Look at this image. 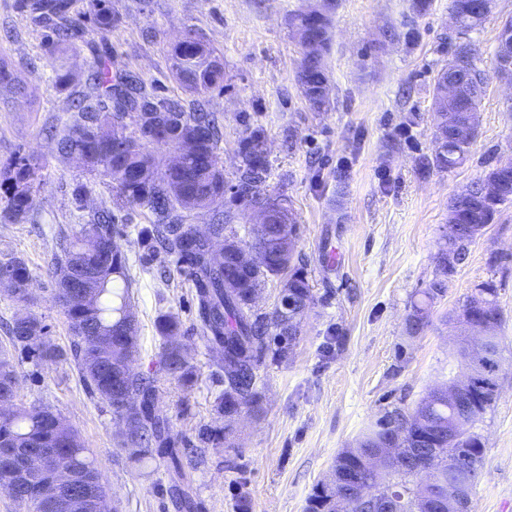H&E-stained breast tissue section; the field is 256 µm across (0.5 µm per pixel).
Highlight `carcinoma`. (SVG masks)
<instances>
[{
  "label": "carcinoma",
  "instance_id": "cac0c4a2",
  "mask_svg": "<svg viewBox=\"0 0 512 512\" xmlns=\"http://www.w3.org/2000/svg\"><path fill=\"white\" fill-rule=\"evenodd\" d=\"M19 8L32 20L53 22L59 30V42L73 46L89 33L93 25L101 33L112 32V8L107 0H92L87 14L73 10V0H18ZM451 14L459 23V31L467 34L482 27L486 14L483 0H451ZM330 5L323 12L296 11L288 24L299 35L301 64L297 81L312 112L331 110L328 76L324 55L330 43ZM213 51L197 38H191L170 51L172 70L192 94L201 96L224 88V69L211 67ZM453 77L463 90L461 99L448 98L447 81ZM488 84V76L477 64L474 45L463 41L453 50L451 58L435 78L432 93L433 147L431 153L419 158L422 173L445 172L466 160L477 139L479 127L460 140L453 118L459 123L479 112V104ZM28 83L4 58H0V94L27 93ZM78 113L73 123L55 141L58 153L66 156L78 151L98 160L99 166L89 172L101 171L116 183L115 204L119 207H142L154 217L152 227L140 234V243L149 258L161 246L191 268L197 300V320L203 339L216 353L214 375L224 384L216 397L214 411L224 417V426L205 424L198 430V442L218 448L232 431V417L243 408L260 409L259 370L266 360L279 361L288 356L296 343L302 312L313 300L312 289L302 265L297 263V225L293 217L288 224H254L248 229L249 240H258L273 255L262 266L245 269L233 256L217 262L210 253L208 241L225 236L235 238L232 227L240 212H255L278 207L291 213L288 200L273 196L266 189L269 164L266 139L262 131L253 129L238 144L240 164L233 186L237 191L216 199L221 190L217 180L224 177L219 157L221 131L213 113L201 104L187 112L177 103L153 96L146 86L132 76L112 79L103 62L93 66L79 93ZM133 131L126 132L127 124ZM167 134L166 145L156 148L166 152L177 149L188 130L204 131L200 153L185 156L179 169L147 150L153 143L150 133ZM135 140L134 150L122 148ZM5 174L4 190L0 192V220L19 222L27 218L32 206L33 191L41 185V167L26 157L0 160ZM499 178L512 181V171L498 164L489 168L477 181L455 195L448 213L462 226L495 222L500 205L512 200V191L498 198L484 196V186ZM212 209L208 239L198 237L194 225L184 223V213ZM112 211L102 208L90 223L71 229L60 238V251L55 255L49 275L54 281V299L64 310L70 330L69 352L80 377L90 394L96 396L125 425L124 447L129 459L146 463L159 456L167 459V471L174 483L179 508L194 512L192 480L184 467V459L193 445L172 431L155 380L138 375L120 366L128 353L139 354L138 329L131 328L129 317L134 309L128 258L116 241ZM464 239L446 243L438 258L435 279L425 291L423 300L411 305L406 319L408 336L420 334L430 322V308L444 295L448 275L464 257ZM96 277L88 284L90 296H77L61 302L70 292L69 280L84 272ZM7 273L14 287L8 292L16 301H29L30 271L15 256L0 259V274ZM288 275V287L282 292L301 304L299 311H290L283 320L280 308L260 314L253 309L255 296L271 277ZM489 303L475 309L478 319L495 325L501 322L496 302L497 288L488 282L480 289ZM156 330L163 340L162 370L171 378L191 385L194 374L181 339V323L172 313L156 318ZM9 347L0 348V392L5 386L17 385L18 372L12 350H20L35 361L60 359L64 352L51 341L47 326L30 316H17L6 330ZM503 364L499 343L488 346L475 357L476 377L470 404L448 400L435 386L411 412L400 409L386 413L375 426L364 432L356 447L347 448L336 457V468L345 486L375 488L382 504L353 497L334 490L325 483L317 484L308 499L307 512H448V486L463 484L473 494L475 479L482 465L484 444L471 433L466 437L453 434L464 421L472 428L497 400L499 374ZM56 412L49 406L10 403L0 411V449L54 448L63 467L79 473H95L97 488L108 491L102 481L99 463L93 451L72 429L54 425ZM399 439L411 456L425 461L433 473L431 484L409 486L419 476L411 469L398 471L383 461L377 469L368 466L367 457L380 444ZM6 493L24 512H54L47 504L22 496V490L8 488Z\"/></svg>",
  "mask_w": 512,
  "mask_h": 512
}]
</instances>
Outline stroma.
I'll return each mask as SVG.
<instances>
[{"mask_svg": "<svg viewBox=\"0 0 512 512\" xmlns=\"http://www.w3.org/2000/svg\"><path fill=\"white\" fill-rule=\"evenodd\" d=\"M321 2L112 0L113 33L92 32L79 51L52 56L43 29L17 0H0V56L34 91L0 99V158L19 154L42 167L28 218L0 222V253L19 256L31 272L28 304L0 291V323L30 314L48 326L54 344L68 348L69 323L52 300L47 269L60 234L111 209L134 278L140 350L133 369L156 379L179 437L195 439L200 425L214 422L222 386L196 320L187 270L170 253L142 261L137 230L151 225V214L116 206L110 178L85 173L54 148L74 118L77 96L76 88L56 85V71L82 79L104 56L113 75H132L189 109L195 98L170 72L167 52L193 32L224 66L223 90L205 97L221 117L224 175L233 179L247 130H263L266 188L292 205L296 253L314 295L288 358L259 371L260 411L239 413L229 443L192 454L199 512H305L313 487L329 479L342 449L386 412L413 409L431 387L461 373L447 317L489 282L497 288L502 324L496 334L505 361L497 402L475 426L484 457L471 512H512V200L467 244L463 263L431 308L430 325L412 338L405 333L412 303L422 300L436 275L450 199L489 167L512 160V76L499 74L494 56L512 0H495L484 25L468 35L490 77L470 156L425 177L418 159L432 148L434 79L459 40L451 0H433L422 17L414 15L413 0H337L325 57L334 106L318 114L296 80L301 55L288 16ZM390 28L399 41H385ZM409 31L410 43L402 39ZM79 184L88 187L80 202L73 195ZM336 198L342 209L333 207ZM164 312L182 322L192 385L159 369L163 341L155 320ZM17 370V403L49 406L67 421L94 451L117 512H177L163 462L142 468L129 459L123 423L88 392L72 363L26 361Z\"/></svg>", "mask_w": 512, "mask_h": 512, "instance_id": "stroma-1", "label": "stroma"}]
</instances>
